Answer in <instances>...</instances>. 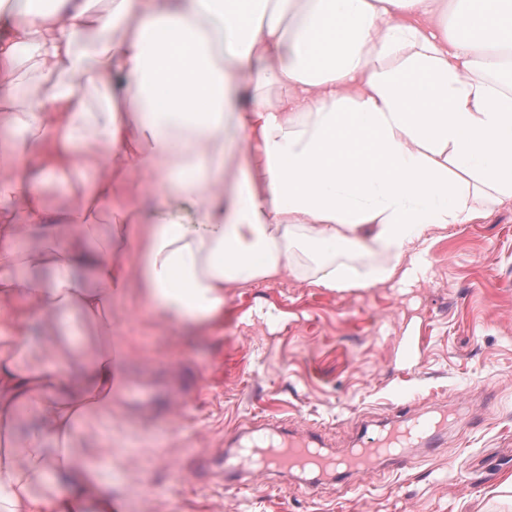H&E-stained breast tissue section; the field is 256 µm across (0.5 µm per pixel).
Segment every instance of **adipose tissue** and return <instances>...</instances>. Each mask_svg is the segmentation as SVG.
<instances>
[{
	"instance_id": "ef3b65f1",
	"label": "adipose tissue",
	"mask_w": 512,
	"mask_h": 512,
	"mask_svg": "<svg viewBox=\"0 0 512 512\" xmlns=\"http://www.w3.org/2000/svg\"><path fill=\"white\" fill-rule=\"evenodd\" d=\"M3 24L0 204L24 221L0 224V432L26 406L39 426L0 454V512H119L70 445L127 380L79 330L111 338L131 281L203 331L226 290L297 267L338 290L416 282L434 228L512 203V0H54ZM24 67L45 93L20 89ZM73 178L85 207L47 210L43 182ZM134 178L169 199L153 223ZM43 324L68 355L32 360Z\"/></svg>"
}]
</instances>
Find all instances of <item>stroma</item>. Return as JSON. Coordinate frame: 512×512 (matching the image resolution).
I'll return each mask as SVG.
<instances>
[{"instance_id":"35a3bbf8","label":"stroma","mask_w":512,"mask_h":512,"mask_svg":"<svg viewBox=\"0 0 512 512\" xmlns=\"http://www.w3.org/2000/svg\"><path fill=\"white\" fill-rule=\"evenodd\" d=\"M429 262L407 287L334 290L288 273L233 289L223 325L202 334L131 289L112 302L111 340L84 332V354L119 348L133 386L164 369L205 387L180 424L132 422L117 394L77 453L111 446L95 466L123 512H512V204L437 230ZM418 412L445 417L441 447L413 445L410 468L361 482L266 476L237 491L217 479L202 493L170 475L219 456L259 421L317 423L340 452L361 425Z\"/></svg>"}]
</instances>
